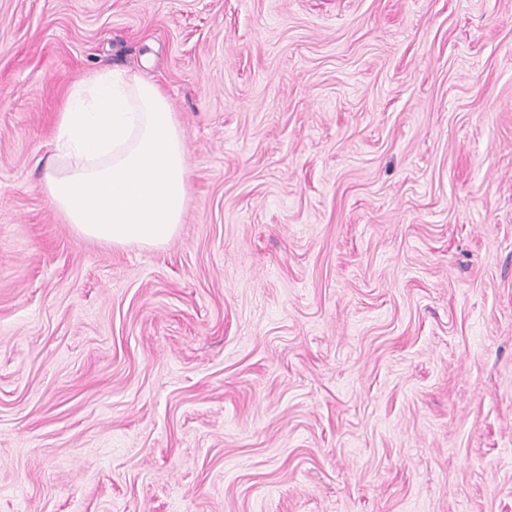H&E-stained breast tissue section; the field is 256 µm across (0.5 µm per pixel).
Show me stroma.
<instances>
[{
	"label": "stroma",
	"mask_w": 512,
	"mask_h": 512,
	"mask_svg": "<svg viewBox=\"0 0 512 512\" xmlns=\"http://www.w3.org/2000/svg\"><path fill=\"white\" fill-rule=\"evenodd\" d=\"M112 68L162 247L44 188ZM0 512H512V0H0Z\"/></svg>",
	"instance_id": "35a3bbf8"
}]
</instances>
